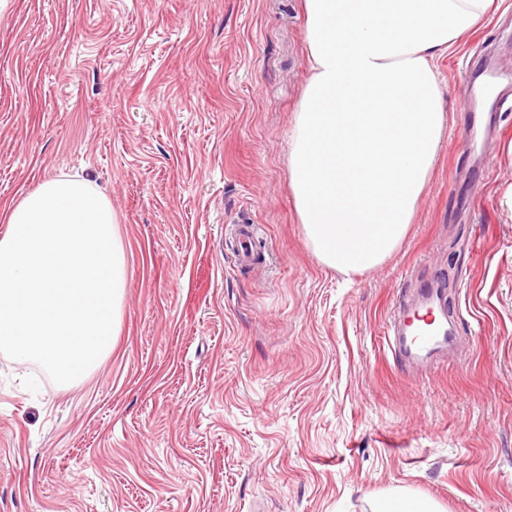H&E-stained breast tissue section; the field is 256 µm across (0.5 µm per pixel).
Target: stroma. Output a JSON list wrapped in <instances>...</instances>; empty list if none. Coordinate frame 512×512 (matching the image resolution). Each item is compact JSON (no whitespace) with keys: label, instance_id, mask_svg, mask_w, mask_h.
Instances as JSON below:
<instances>
[{"label":"stroma","instance_id":"stroma-1","mask_svg":"<svg viewBox=\"0 0 512 512\" xmlns=\"http://www.w3.org/2000/svg\"><path fill=\"white\" fill-rule=\"evenodd\" d=\"M436 62L448 134L401 246L320 264L288 185L300 0H13L6 206L79 173L125 246L120 332L64 389L0 354V512H512V0ZM259 228L241 266L227 227ZM446 282L458 343L385 344ZM374 512H443L440 505L428 497L412 492L383 495L373 508Z\"/></svg>","mask_w":512,"mask_h":512}]
</instances>
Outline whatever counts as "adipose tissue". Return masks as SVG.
<instances>
[{"mask_svg": "<svg viewBox=\"0 0 512 512\" xmlns=\"http://www.w3.org/2000/svg\"><path fill=\"white\" fill-rule=\"evenodd\" d=\"M496 0H303L309 77L289 186L318 261L347 275L400 247L448 116L436 61Z\"/></svg>", "mask_w": 512, "mask_h": 512, "instance_id": "1", "label": "adipose tissue"}]
</instances>
